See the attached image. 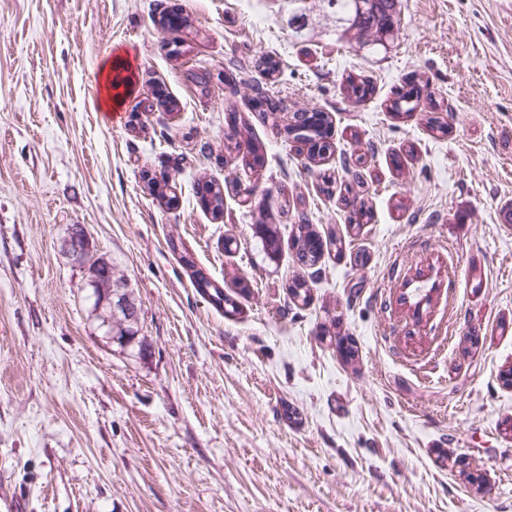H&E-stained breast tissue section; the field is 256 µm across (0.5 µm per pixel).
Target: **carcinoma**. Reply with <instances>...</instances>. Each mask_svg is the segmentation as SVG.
<instances>
[{
	"label": "carcinoma",
	"instance_id": "carcinoma-1",
	"mask_svg": "<svg viewBox=\"0 0 512 512\" xmlns=\"http://www.w3.org/2000/svg\"><path fill=\"white\" fill-rule=\"evenodd\" d=\"M328 8V14L336 22V31L341 34L349 32L363 38L371 44H382L392 41L398 34L397 16L400 11L399 0H323ZM252 91L251 102L259 116L266 119L280 110V103L269 95L265 83L255 81L250 84ZM346 97L356 102L363 101L374 93V86L366 78H348L344 86ZM424 93V86L412 82L395 94L390 109L397 113L412 112ZM226 121L232 128V133L224 141V152L228 155L241 157L246 167L254 170L262 167L261 155L252 143V124L247 118L236 111H229ZM332 121L328 113L321 110H303L294 113L293 122L288 128V135L297 144L299 151L307 153V159L313 163L326 160L334 151L331 142ZM195 194L201 204L214 219L224 216V186L209 179H200L195 185ZM294 220L291 231L293 247L298 262L303 266H314L321 258L323 240L309 224L308 215L304 210L294 209ZM193 287L201 295L213 299L215 305L226 315L239 312L237 299L226 292L223 286L208 277L202 270L189 264ZM288 294L292 300L304 305L311 297L308 282L303 277H297L288 285ZM138 323L126 325L115 330L112 341L120 345L137 342L139 354L144 356L147 347L143 342L136 341Z\"/></svg>",
	"mask_w": 512,
	"mask_h": 512
}]
</instances>
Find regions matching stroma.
I'll return each mask as SVG.
<instances>
[{
    "mask_svg": "<svg viewBox=\"0 0 512 512\" xmlns=\"http://www.w3.org/2000/svg\"><path fill=\"white\" fill-rule=\"evenodd\" d=\"M305 5L300 28L288 0H0V512H512V335L496 332L512 322V228L497 222L512 204V0H401L399 38L377 50ZM164 10L186 19L187 51ZM261 55L280 61L267 87L285 111L329 113L324 165L253 112ZM121 59L132 83L112 124L100 68ZM359 74L375 92L356 103L340 87ZM412 79L447 135L425 108L390 111ZM231 110L263 147L258 172L224 155ZM354 153L374 219L352 236L317 184L324 168L348 183ZM202 176L249 186L250 205L226 195L212 219ZM164 179L177 206L152 192ZM282 186L343 252L297 263ZM74 224L127 281L138 344L94 315L87 268L61 249ZM265 224L285 241L274 258ZM185 251L247 279L241 314L195 290ZM296 276L309 304L288 296ZM418 283L438 289L419 314L400 299Z\"/></svg>",
    "mask_w": 512,
    "mask_h": 512,
    "instance_id": "35a3bbf8",
    "label": "stroma"
}]
</instances>
